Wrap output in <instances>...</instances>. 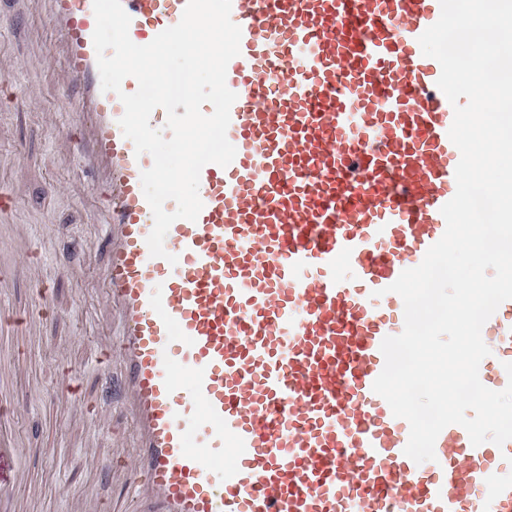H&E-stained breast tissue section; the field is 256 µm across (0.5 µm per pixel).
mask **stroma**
I'll use <instances>...</instances> for the list:
<instances>
[{
    "label": "stroma",
    "mask_w": 512,
    "mask_h": 512,
    "mask_svg": "<svg viewBox=\"0 0 512 512\" xmlns=\"http://www.w3.org/2000/svg\"><path fill=\"white\" fill-rule=\"evenodd\" d=\"M40 0H0V79L10 101L0 109V189L18 199L16 221L0 226V263L10 282L0 311L30 321L6 337L18 354L14 383L22 464L23 512H134L122 480H104L95 462L126 451L131 427L119 410L102 417L97 383L101 346L112 326L98 303L103 199L70 151L69 105L59 66L44 62L56 40Z\"/></svg>",
    "instance_id": "obj_1"
}]
</instances>
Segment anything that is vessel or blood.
<instances>
[{"label": "vessel or blood", "mask_w": 512, "mask_h": 512, "mask_svg": "<svg viewBox=\"0 0 512 512\" xmlns=\"http://www.w3.org/2000/svg\"><path fill=\"white\" fill-rule=\"evenodd\" d=\"M47 2L50 58L83 121L72 145L106 200L102 406L120 401L133 438L99 476L121 474L137 512H512V440L476 447L453 424L435 460L415 463L408 422L372 389L382 340L404 328L388 287L442 237L456 191L454 109L418 42L439 0H232L236 156L202 168L197 220L164 241L173 264L146 243L153 159L100 89L93 0ZM186 2L122 0L131 40L150 43ZM482 338L479 378L503 390L512 299ZM10 375L0 368V512L25 480Z\"/></svg>", "instance_id": "b4317fda"}]
</instances>
